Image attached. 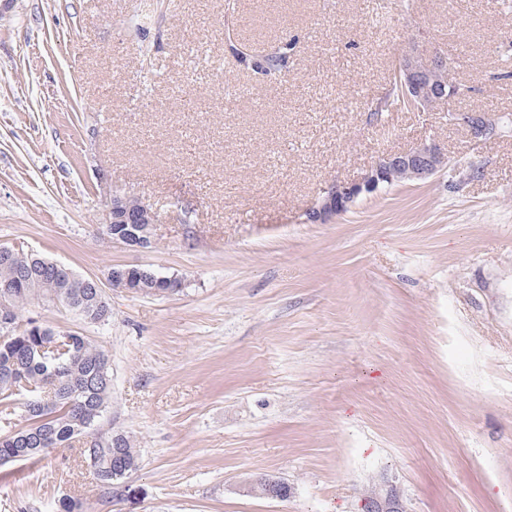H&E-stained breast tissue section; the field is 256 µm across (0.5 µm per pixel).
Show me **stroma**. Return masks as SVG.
Returning <instances> with one entry per match:
<instances>
[{
	"instance_id": "stroma-1",
	"label": "stroma",
	"mask_w": 512,
	"mask_h": 512,
	"mask_svg": "<svg viewBox=\"0 0 512 512\" xmlns=\"http://www.w3.org/2000/svg\"><path fill=\"white\" fill-rule=\"evenodd\" d=\"M0 0V246L105 281H184L111 314H24L103 350L98 432L131 437L113 485L77 447L0 466V512H512V0ZM277 77L252 62L284 42ZM469 87L373 111L399 55ZM193 94L203 112L185 111ZM505 117L474 138L452 112ZM436 140L450 165L311 224L329 182ZM157 211L154 243L104 239L106 194ZM268 475L284 499L250 489ZM148 270L149 271L145 273L144 271H141V268L138 267H112V279L110 271L108 273L107 279L109 283L112 282L114 286H117L118 288H121L122 290L132 294H143L141 291H139V288H141L139 281L144 277L148 278V280L153 283L155 288H162L163 290L169 289L170 293L178 290L176 288H167L169 285L177 283L178 281L158 276L154 271L150 269ZM363 501V512H407L401 494L394 485L371 489Z\"/></svg>"
}]
</instances>
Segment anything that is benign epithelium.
<instances>
[{"label": "benign epithelium", "mask_w": 512, "mask_h": 512, "mask_svg": "<svg viewBox=\"0 0 512 512\" xmlns=\"http://www.w3.org/2000/svg\"><path fill=\"white\" fill-rule=\"evenodd\" d=\"M447 64V58L437 55L426 59L410 50L401 56L397 67V77L401 79L402 92L419 112L425 111L430 101L438 102L448 98V91L429 81V68L432 63ZM455 120L466 126L475 138H492L497 134V126L491 114L479 110L455 114ZM448 166V154L439 144L431 140L422 141L405 152L382 155L358 183L333 182L322 189V199L318 206L307 213V221L312 224H325L333 217L346 212L351 203L362 193L379 189V184L392 169L401 168L414 180L425 179ZM103 221L112 226V241L123 245L148 248L153 243V228L157 212L141 198L131 200L129 195L112 194L103 200ZM148 278L157 288H166L175 280L157 275L154 271H141L138 267L112 268L113 285L122 290L139 293V281ZM284 483L268 477H260L254 483L259 495L271 499L287 497L282 487ZM363 512H407L401 494L394 485L378 486L364 497Z\"/></svg>", "instance_id": "1"}]
</instances>
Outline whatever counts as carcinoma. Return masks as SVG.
Segmentation results:
<instances>
[{
	"instance_id": "1",
	"label": "carcinoma",
	"mask_w": 512,
	"mask_h": 512,
	"mask_svg": "<svg viewBox=\"0 0 512 512\" xmlns=\"http://www.w3.org/2000/svg\"><path fill=\"white\" fill-rule=\"evenodd\" d=\"M292 51L293 45L285 42L254 66L273 75L286 66ZM9 251L7 256L0 253V321L14 325L11 335L0 341V460L38 462L82 438L85 459L101 483L112 485L139 468L140 454L122 433H91L112 393L108 358L78 333L63 336L35 320H20L25 306L38 298L90 323L107 320L109 307L98 300V286L91 279L21 247ZM42 349L58 355L57 372L42 362ZM47 388L54 389V402L45 407L24 404L26 423H15L18 394Z\"/></svg>"
}]
</instances>
